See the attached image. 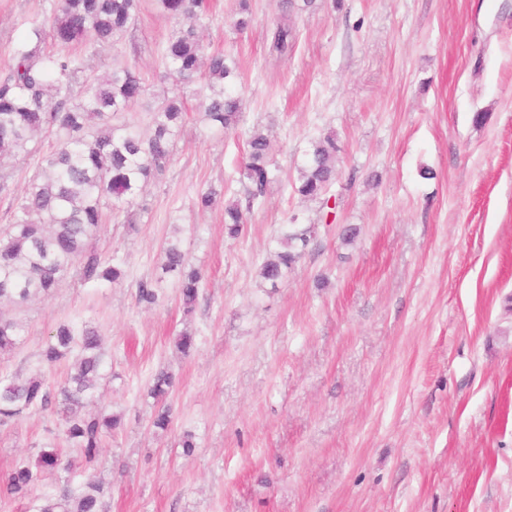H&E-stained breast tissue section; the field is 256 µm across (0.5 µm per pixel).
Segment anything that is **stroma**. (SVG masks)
<instances>
[{
  "label": "stroma",
  "instance_id": "35a3bbf8",
  "mask_svg": "<svg viewBox=\"0 0 512 512\" xmlns=\"http://www.w3.org/2000/svg\"><path fill=\"white\" fill-rule=\"evenodd\" d=\"M57 6L0 0V78ZM251 11L240 30L238 0H213L205 20L207 50L240 64L238 127L218 130L183 88L174 161L134 201L139 224L105 209L92 242L121 281L70 275L51 295L1 302L22 331L0 353V376L65 380L73 359L40 363L54 326L98 331L97 402L122 418L92 472L104 512H512V0H314L295 15L297 44L282 62L268 50L276 0H251ZM172 27L149 2L112 45L69 54L89 73L134 67L152 98L175 88L163 60ZM257 129L278 179L232 238L224 206L242 196ZM330 132L329 211L291 183L304 150ZM55 147L46 131L0 160L12 190L0 196V234ZM211 188L218 206L199 211ZM294 214L317 233L273 286L260 267ZM172 240L203 274L189 314L160 268ZM143 281L154 304L138 300ZM184 330L196 338L187 356L174 347ZM162 370L175 377L164 431L148 393ZM44 450L80 458L59 414L30 409L1 425L0 478ZM63 479L42 469L25 495L0 496V512H33Z\"/></svg>",
  "mask_w": 512,
  "mask_h": 512
}]
</instances>
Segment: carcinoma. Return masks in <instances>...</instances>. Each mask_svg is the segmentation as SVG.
<instances>
[{"label": "carcinoma", "mask_w": 512, "mask_h": 512, "mask_svg": "<svg viewBox=\"0 0 512 512\" xmlns=\"http://www.w3.org/2000/svg\"><path fill=\"white\" fill-rule=\"evenodd\" d=\"M143 0H59L50 30L35 25L14 50L8 74L0 80V156L18 157L43 130H52L57 147L46 168L31 181L18 203L19 218L0 238V301L23 304L48 295L70 273L83 283L120 280L118 267L90 249L102 224L103 208L131 203L152 178L163 174L174 157L176 139L185 114L183 96L175 94L148 104L151 132L142 135L123 121L128 109L145 100L146 87L130 67L112 69L103 78L88 79L67 54L46 50V40L61 48L79 44L105 47L125 34L141 11ZM160 12L175 21L165 47L167 74L183 86L202 79L210 93L199 92L206 119L229 130L242 117L241 99L233 91L238 78L236 61L222 52L206 53L198 33L209 13V0H155ZM279 16L271 29L269 52L288 59L296 46L291 23L297 0H277ZM76 86L83 88L70 102ZM332 134L311 143L298 167L296 191L326 205V194L336 180V153ZM276 167L267 137L255 131L247 143L240 169L244 201L224 207L228 233L241 234L246 215L264 204L268 187L276 182ZM289 218L276 238V251L260 269L261 277L276 285L302 256L317 227L296 228ZM164 272L179 275V293L185 313L199 296L201 274L191 267L179 242H170L161 256ZM21 327L0 318V351L16 344ZM78 352L74 375L58 387L39 373L25 379H0V424L29 409L48 410L58 399L59 414L69 441L80 449L83 470L95 468L103 433L117 428L120 418L98 407L95 390L106 363L96 331L84 324L59 323L40 353L53 365ZM174 386L172 373L153 378L148 392L162 401ZM38 467H52L72 475L75 464L58 455L42 453ZM35 481L32 466L20 463L5 477L8 494H23ZM101 485L87 478L77 490L63 489L47 497L37 512H102Z\"/></svg>", "instance_id": "1"}]
</instances>
